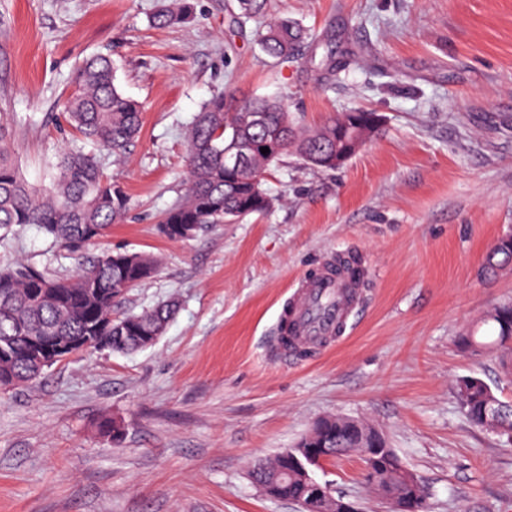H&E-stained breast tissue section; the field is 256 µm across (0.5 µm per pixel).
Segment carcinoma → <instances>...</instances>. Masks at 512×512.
Returning a JSON list of instances; mask_svg holds the SVG:
<instances>
[{
	"instance_id": "obj_1",
	"label": "carcinoma",
	"mask_w": 512,
	"mask_h": 512,
	"mask_svg": "<svg viewBox=\"0 0 512 512\" xmlns=\"http://www.w3.org/2000/svg\"><path fill=\"white\" fill-rule=\"evenodd\" d=\"M238 24H258L257 40L270 57L286 61L298 52L308 32L295 19L272 15L269 0H237ZM142 105L124 95L115 85L112 59L105 55L89 58L80 69L75 90L69 95L65 119L78 139L66 146L57 163L52 186L32 187L21 177L14 160L0 150V240L15 226L35 225L52 242L76 254L103 237L126 212L127 196L107 177L97 158L86 152L91 142L114 156L123 155L142 126ZM382 117L370 110L344 112L322 127L305 133L289 119L280 101L256 98L230 106L226 95L211 98L197 113L188 129L184 199L164 214L160 229L172 238V224H223L267 210L272 199L262 190L261 178L273 163L294 151L306 164L334 169L330 158L347 154L361 133L374 125L376 134ZM269 148L263 154L260 148ZM242 151L247 159L241 167L225 164L228 149ZM512 262V234L490 248L484 260L493 274ZM158 258L133 252L104 251L81 265L67 278L55 277L34 266L16 263L0 266V346L9 344V358L0 359V391L22 386L44 369L29 346L34 336H62L82 341L87 349L105 342L112 351L128 353L143 348L141 332L168 322L176 304L166 302L141 313L112 316L127 289L153 278L159 271ZM493 326L495 341L489 343L473 334L458 343L464 350H488L500 354L503 368L512 369V304L493 308L484 318ZM458 397L470 421L493 430L488 402L495 397L491 387L476 376L457 381ZM363 421L328 417L318 421L298 443L324 458L356 452L348 447L352 434L347 429ZM382 449L369 462L368 482L374 492L395 505L408 504L426 512V500L415 477L395 451L381 442ZM290 459L279 454L255 461L251 478L265 483L277 497L301 504L304 512H322L311 495V483Z\"/></svg>"
}]
</instances>
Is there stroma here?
<instances>
[{"instance_id": "stroma-1", "label": "stroma", "mask_w": 512, "mask_h": 512, "mask_svg": "<svg viewBox=\"0 0 512 512\" xmlns=\"http://www.w3.org/2000/svg\"><path fill=\"white\" fill-rule=\"evenodd\" d=\"M190 2L189 20L159 28L179 0H0V123L22 177L50 187L78 69L110 55L143 124L121 160L100 157L128 209L85 254L161 262L115 315L179 303L152 346L75 356L0 394V512H300L250 468L325 416L382 432L429 512H512V446L456 392L474 375L512 403L495 356L456 344L491 335L482 317L512 300V266L483 271L512 230V0H271L312 35L285 63L255 23H235L234 0ZM219 93L280 100L305 129L354 109L382 129L334 170L281 157L263 177L267 211L174 241L159 225L185 194L186 133ZM340 254L367 273L344 334L276 357L294 284ZM16 261L77 268L33 225L0 243V265ZM364 470L350 455L315 476L356 512H385Z\"/></svg>"}]
</instances>
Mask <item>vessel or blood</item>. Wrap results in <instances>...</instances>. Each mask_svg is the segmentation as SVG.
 I'll return each mask as SVG.
<instances>
[{
    "instance_id": "b4317fda",
    "label": "vessel or blood",
    "mask_w": 512,
    "mask_h": 512,
    "mask_svg": "<svg viewBox=\"0 0 512 512\" xmlns=\"http://www.w3.org/2000/svg\"><path fill=\"white\" fill-rule=\"evenodd\" d=\"M363 282L354 267L328 261L301 278L283 310L276 348L287 354L297 345L334 339L346 322Z\"/></svg>"
}]
</instances>
